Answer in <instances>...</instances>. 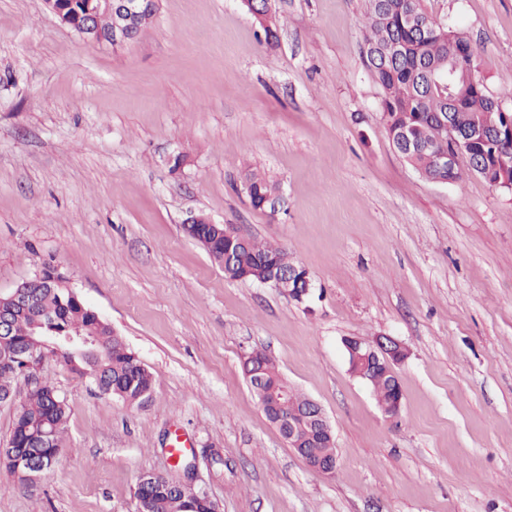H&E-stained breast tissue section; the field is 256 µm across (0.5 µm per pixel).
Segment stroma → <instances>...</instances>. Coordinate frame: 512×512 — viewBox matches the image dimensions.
<instances>
[{"label": "stroma", "instance_id": "obj_1", "mask_svg": "<svg viewBox=\"0 0 512 512\" xmlns=\"http://www.w3.org/2000/svg\"><path fill=\"white\" fill-rule=\"evenodd\" d=\"M157 5L112 48L43 0H0V292L60 267L154 378L129 406L53 359L17 377L21 398L54 383L71 414L36 489L0 470V512H138L177 440L220 449L197 483L221 512H512V190L399 156L363 60L367 0H274L272 39L242 0ZM423 6L512 110V0ZM251 171L279 186L261 209ZM199 213L281 244L310 295L226 279L184 231ZM381 336L408 351L392 417L343 346ZM256 347L323 408L335 473L266 418L243 370Z\"/></svg>", "mask_w": 512, "mask_h": 512}]
</instances>
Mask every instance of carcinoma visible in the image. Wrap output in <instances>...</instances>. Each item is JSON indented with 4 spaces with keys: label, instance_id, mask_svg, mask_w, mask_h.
<instances>
[{
    "label": "carcinoma",
    "instance_id": "1",
    "mask_svg": "<svg viewBox=\"0 0 512 512\" xmlns=\"http://www.w3.org/2000/svg\"><path fill=\"white\" fill-rule=\"evenodd\" d=\"M365 29V63L373 73L381 91V111L386 121L389 135L404 138V143L394 144L400 156L429 180L444 177L434 168L430 147H440L439 118L449 110V98L456 87L430 88L426 86L422 73L417 69L416 57H424L427 62L442 64L451 52L448 36H432L420 39L409 50L405 58L382 63L381 53L387 46L400 40L409 39L408 33L399 24L400 12L410 11L423 23L433 22L422 6L421 0H368ZM116 19L110 13L97 15L94 36L97 42L112 45V29ZM501 122L499 109L483 96L470 99L467 111L458 117L461 127L478 123L488 130ZM471 165H495L493 147L487 143L479 146L471 157ZM246 193L251 205L263 208L267 196L274 191L273 184L265 176L252 172L245 181ZM186 233L192 238H203L207 242L206 251L211 261L224 269V276L230 280L255 282L266 276L275 267H288V252L277 244L260 242L251 237H228L212 230L208 224H187ZM234 255L231 266L224 265V252ZM35 295L34 307L29 311L14 315V336L36 342H50L62 336H82L101 341V358L91 355L75 358L77 369L98 366L99 381L110 396L129 405L136 402L139 391L152 386V373L139 368L133 361L131 350L124 341L114 334L112 327L90 313V307L79 306L68 296L66 288H57L43 281L32 289ZM262 370V383L252 387L255 397L272 388L284 385L285 379L275 361L264 351L254 350L251 359L244 364L247 374L255 369ZM49 381L41 382V387L33 388L15 413L10 436L17 445L27 442L31 434L41 427H48L53 434L54 447L38 448L31 446L26 451L50 459L54 449L63 447V438L69 419L70 409L63 398L53 402L48 389ZM143 512H208L202 504L200 490L185 483L177 494L172 495L159 489H149L139 496Z\"/></svg>",
    "mask_w": 512,
    "mask_h": 512
}]
</instances>
